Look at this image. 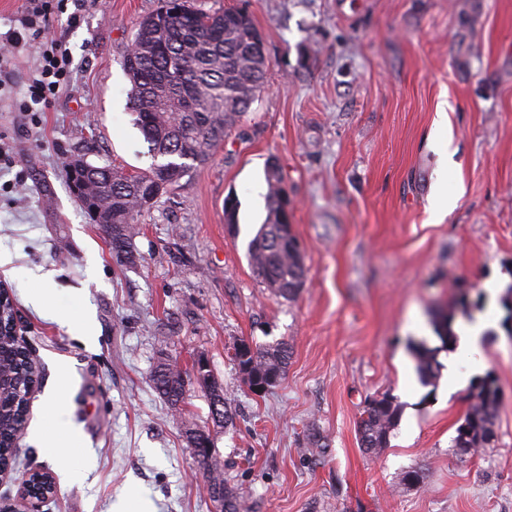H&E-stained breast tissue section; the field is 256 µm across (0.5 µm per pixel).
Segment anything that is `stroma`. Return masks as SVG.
I'll return each mask as SVG.
<instances>
[{
    "mask_svg": "<svg viewBox=\"0 0 512 512\" xmlns=\"http://www.w3.org/2000/svg\"><path fill=\"white\" fill-rule=\"evenodd\" d=\"M188 2L246 8L268 82L208 164L139 217L134 264L113 258L62 164L149 169L122 62L160 0H86L79 21L57 15L50 34L73 59L71 91L33 104L32 45L0 94V282L41 380L17 462L54 473L58 497L42 512H213L181 422L151 384L164 353L187 372L206 357L224 388L232 423H213L193 382L186 408L243 512H512V0ZM444 102L457 149L444 179L458 206L432 224L427 136ZM272 159L306 267L291 300L265 288L247 254ZM442 310L485 321L478 344L440 350ZM421 340L439 350L428 386ZM243 342L288 345L278 383L248 388L232 360ZM487 375L500 390L496 445L456 454L471 383ZM386 395L401 417L370 454L359 423ZM314 432L324 447H311ZM438 348H431L425 342H420L414 346V355L416 359V372L419 381L428 385L436 377L438 361Z\"/></svg>",
    "mask_w": 512,
    "mask_h": 512,
    "instance_id": "stroma-1",
    "label": "stroma"
}]
</instances>
